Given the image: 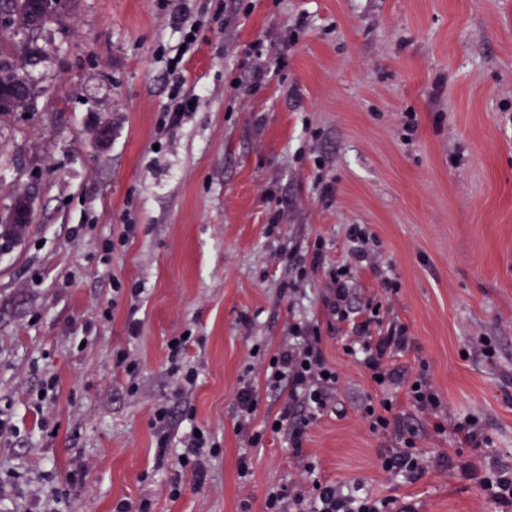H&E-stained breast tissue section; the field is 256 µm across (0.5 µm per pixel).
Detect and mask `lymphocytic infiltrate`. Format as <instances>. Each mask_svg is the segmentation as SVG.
Segmentation results:
<instances>
[{
    "label": "lymphocytic infiltrate",
    "mask_w": 512,
    "mask_h": 512,
    "mask_svg": "<svg viewBox=\"0 0 512 512\" xmlns=\"http://www.w3.org/2000/svg\"><path fill=\"white\" fill-rule=\"evenodd\" d=\"M292 341L279 348L269 359L265 384L273 392H287L275 421L269 429L287 432L293 450H300L310 420L316 419L328 407L339 377L328 364L321 348L317 327L297 324L291 329ZM409 343L405 327H389L375 333L368 322L356 328L355 338L348 347L349 353L360 356V363L379 378L382 386L393 382L392 371L387 365L395 352L404 350ZM218 451L208 430L188 433L182 441L179 457L171 459L166 449H159V460H170L179 472H191L196 483H203L206 461ZM463 472L477 480L487 498L496 505L512 507V470L499 466L466 464ZM263 512H414L398 497L382 498L370 494L353 496L338 486L313 480L311 485L295 484L289 487H271L264 497Z\"/></svg>",
    "instance_id": "1"
}]
</instances>
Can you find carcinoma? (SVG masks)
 Here are the masks:
<instances>
[{
	"instance_id": "obj_1",
	"label": "carcinoma",
	"mask_w": 512,
	"mask_h": 512,
	"mask_svg": "<svg viewBox=\"0 0 512 512\" xmlns=\"http://www.w3.org/2000/svg\"><path fill=\"white\" fill-rule=\"evenodd\" d=\"M77 0H0V10L7 18H0V114L18 112L25 109L33 97V85L24 72L20 57L34 52L37 41L45 25L52 20H61L75 8ZM22 36L21 41L4 36L3 29ZM20 209H30L27 196L16 197L12 213L5 224L0 225V233L19 237L27 230V225L16 222Z\"/></svg>"
}]
</instances>
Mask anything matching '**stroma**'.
<instances>
[{
	"label": "stroma",
	"mask_w": 512,
	"mask_h": 512,
	"mask_svg": "<svg viewBox=\"0 0 512 512\" xmlns=\"http://www.w3.org/2000/svg\"><path fill=\"white\" fill-rule=\"evenodd\" d=\"M185 3L198 24L187 51L173 0H78L24 66L27 109L0 115V221L18 195L32 206L27 232L0 238V418L13 427L0 435V512H37L38 492L68 489L76 457L87 471L63 512L144 498L152 512H239L247 496L262 512L269 486L315 478L416 512H497L460 467L512 468V0ZM179 54L175 76L167 61ZM258 61L268 77L256 85ZM178 79L203 102L158 132ZM127 224L134 237L105 252ZM353 224L377 239L375 260L353 256ZM337 266L352 310L378 303L406 326L393 412L451 465L415 481L382 471L380 452L397 442L362 416L382 389L323 301ZM304 321L319 326L339 382L297 456L287 433L263 430L283 403L264 369ZM185 334L199 376L178 395L169 343ZM48 372L58 387L41 403ZM420 372L488 447L437 431L411 403L405 383ZM245 386L264 433L251 448L236 429ZM164 404L172 444L195 425L216 436L202 485L158 464L152 418Z\"/></svg>",
	"instance_id": "1"
}]
</instances>
